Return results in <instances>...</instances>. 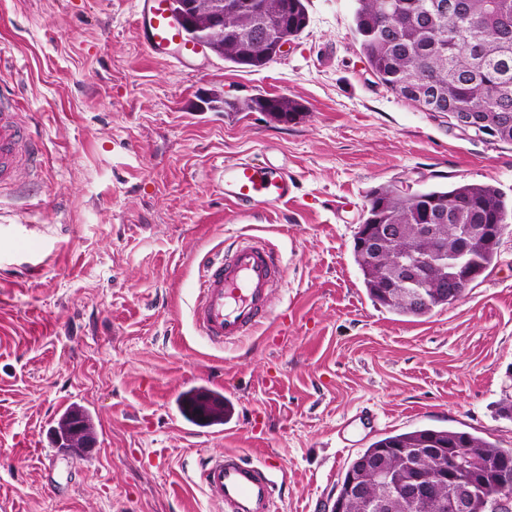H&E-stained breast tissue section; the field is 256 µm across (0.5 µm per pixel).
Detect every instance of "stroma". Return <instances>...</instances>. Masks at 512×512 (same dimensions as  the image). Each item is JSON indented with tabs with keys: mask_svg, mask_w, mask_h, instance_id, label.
Masks as SVG:
<instances>
[{
	"mask_svg": "<svg viewBox=\"0 0 512 512\" xmlns=\"http://www.w3.org/2000/svg\"><path fill=\"white\" fill-rule=\"evenodd\" d=\"M305 5L304 32L254 70L153 56L136 0H0V97L39 151L0 192V512H221L196 474L227 449L275 456V512H330L385 436L512 447V233L457 302L414 320L374 305L353 258L371 189L491 183L511 199L512 145L377 85L355 0ZM279 95L295 120L220 106ZM240 158L287 166L288 204L233 216L216 184ZM245 236L278 252L283 283L270 322L217 347L192 321L199 264ZM201 391L222 417L189 413ZM68 405L92 419L88 452L55 445Z\"/></svg>",
	"mask_w": 512,
	"mask_h": 512,
	"instance_id": "stroma-1",
	"label": "stroma"
}]
</instances>
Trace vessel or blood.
<instances>
[{
  "mask_svg": "<svg viewBox=\"0 0 512 512\" xmlns=\"http://www.w3.org/2000/svg\"><path fill=\"white\" fill-rule=\"evenodd\" d=\"M137 21L151 53L186 44L168 14L166 0H139ZM31 160L24 123L11 109H0V188L11 184L19 163ZM217 188L225 204L244 215L260 205L287 203L294 182L285 166L238 160L223 162ZM281 279L279 254L250 237L206 258L193 308L196 330L214 344L233 343L250 335L268 318ZM279 472L272 461L254 462L225 452L208 458L199 482L224 512H272Z\"/></svg>",
  "mask_w": 512,
  "mask_h": 512,
  "instance_id": "1",
  "label": "vessel or blood"
}]
</instances>
